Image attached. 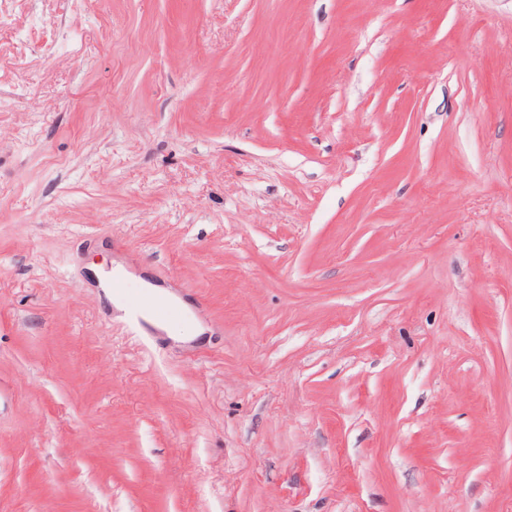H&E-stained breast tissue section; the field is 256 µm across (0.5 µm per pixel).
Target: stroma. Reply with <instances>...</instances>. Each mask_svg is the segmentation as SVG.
<instances>
[{
    "label": "stroma",
    "instance_id": "obj_1",
    "mask_svg": "<svg viewBox=\"0 0 512 512\" xmlns=\"http://www.w3.org/2000/svg\"><path fill=\"white\" fill-rule=\"evenodd\" d=\"M0 512H512V0H0ZM97 288L100 290V295L106 297L117 312H123L126 314L127 311L131 310L130 303L123 299L122 296L112 293L113 291L126 293L127 288H125V283L122 279H114L112 278V286L110 282V277L108 276H98L97 280ZM141 282L144 288L153 290L159 296L158 298L166 301L178 302L185 306V303H183L182 300L178 298L174 293L167 290H162V288L151 285L144 280H141ZM144 288L139 289V291L134 294H130L136 297V306L138 308H144L150 311L154 319L159 322H169L174 320L176 318L175 310L167 303L157 300L148 290Z\"/></svg>",
    "mask_w": 512,
    "mask_h": 512
}]
</instances>
